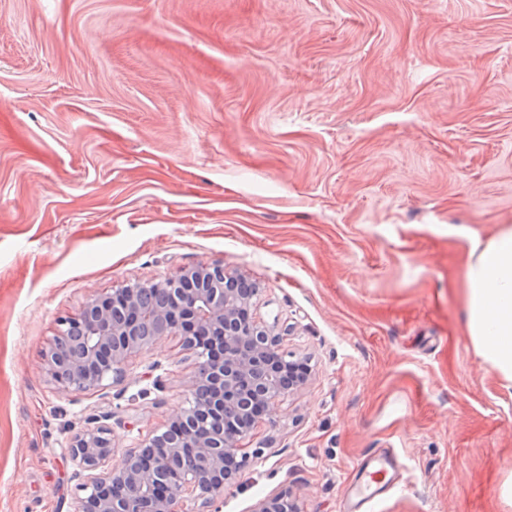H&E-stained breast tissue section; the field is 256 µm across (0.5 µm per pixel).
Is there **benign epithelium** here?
I'll list each match as a JSON object with an SVG mask.
<instances>
[{
  "label": "benign epithelium",
  "instance_id": "7a95c632",
  "mask_svg": "<svg viewBox=\"0 0 512 512\" xmlns=\"http://www.w3.org/2000/svg\"><path fill=\"white\" fill-rule=\"evenodd\" d=\"M240 276L221 265L183 268L177 275L94 293L43 354L61 392L91 391L106 379L124 381L129 360L166 336L199 351L190 407H173L164 431L123 454L102 472L117 447L106 429L73 437L69 454L84 473L74 512H199L224 502V490L250 465L240 442L285 395L306 385L304 356L280 352L278 338L253 320L260 289L240 292ZM166 451H153L158 443ZM250 512H300L288 489L255 502Z\"/></svg>",
  "mask_w": 512,
  "mask_h": 512
}]
</instances>
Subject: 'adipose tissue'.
<instances>
[{"instance_id":"ef3b65f1","label":"adipose tissue","mask_w":512,"mask_h":512,"mask_svg":"<svg viewBox=\"0 0 512 512\" xmlns=\"http://www.w3.org/2000/svg\"><path fill=\"white\" fill-rule=\"evenodd\" d=\"M464 279V324L474 352L512 383V228L473 241Z\"/></svg>"}]
</instances>
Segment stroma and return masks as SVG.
Here are the masks:
<instances>
[{"label": "stroma", "instance_id": "stroma-1", "mask_svg": "<svg viewBox=\"0 0 512 512\" xmlns=\"http://www.w3.org/2000/svg\"><path fill=\"white\" fill-rule=\"evenodd\" d=\"M512 227V0H0V512H72L71 438L187 404L168 336L59 394L42 354L87 297L222 264L308 383L244 442L222 512H512V386L463 324L467 236ZM376 461L378 465L372 467L371 470H369L371 462L363 466L360 465L363 485L347 492L346 497L342 500L340 511L360 512L376 496L385 494L400 484L399 477L403 464L396 455L381 454ZM367 491L370 492L366 493ZM249 512H301L289 489H284L257 500Z\"/></svg>", "mask_w": 512, "mask_h": 512}]
</instances>
